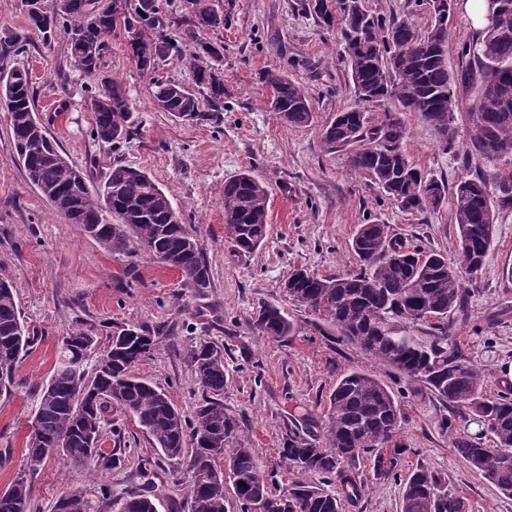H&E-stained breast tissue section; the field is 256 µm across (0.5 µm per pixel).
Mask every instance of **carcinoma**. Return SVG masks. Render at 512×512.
I'll list each match as a JSON object with an SVG mask.
<instances>
[{"label":"carcinoma","mask_w":512,"mask_h":512,"mask_svg":"<svg viewBox=\"0 0 512 512\" xmlns=\"http://www.w3.org/2000/svg\"><path fill=\"white\" fill-rule=\"evenodd\" d=\"M35 0H23L29 25L48 38L59 28L68 35L72 65L85 74L100 70L107 38L121 35L130 57L144 73H153L175 46L165 38L172 16L167 0H60L57 10ZM189 20L184 39L200 41V33L224 25V14L213 0H182ZM454 0H425L428 24L418 29L407 19L386 20L367 9L365 0H312L315 15L327 26L341 24L347 62L356 96L379 101L395 96L404 112H417L436 140L450 151L455 146L453 126L458 99L449 89L456 83L473 96L470 117L474 150L488 159L512 151V0L483 31L473 33L461 55L465 68H448L445 44ZM206 56L193 54L184 63L193 74L199 94L168 80L153 82L152 104L184 122L218 119L224 111L221 52L203 46ZM270 111L293 127L313 121L310 102L299 84L285 73L269 72ZM95 140L112 145L127 141L134 111L123 83L112 78L92 99ZM0 110L7 113L16 162L28 181L53 209L112 253L134 257L141 253L176 269L184 285L198 293L211 287L210 269L198 243L183 224L166 193L142 171L113 166L106 179L94 183L91 174L65 158L39 122L35 93L28 70L0 71ZM330 148L353 147L352 174L371 183L405 212L438 207L448 193L442 179L423 174L407 153L400 118L385 113L371 125L365 113L347 109L323 129ZM498 200L512 203V170L492 175ZM267 188L249 173L224 183V222L239 225L232 238L234 251L252 254L268 232ZM459 229L457 259L424 252L400 238L389 237L384 224H361L349 250L358 271L343 276H317L295 270L285 282L290 298L316 317L320 332L333 331L338 340L358 348L388 371L424 384L452 410H467L478 427H444L456 452L503 492L512 496V393L486 394L485 376L463 353L456 336L464 313L463 274L481 271L494 233V206L483 179L461 178L454 194ZM259 334L272 340L288 337L293 323L278 308L265 305L253 322ZM32 340L21 325L11 280L0 274V396L11 394L17 364ZM99 346L90 329L75 327L60 338L57 360L37 400L25 466L36 471L59 444L63 460L104 474L120 458L101 448L106 414L119 407L146 431L158 450L141 468L162 469L190 456L187 493L190 512H228L236 502L241 512L262 504L265 512H340V497L323 484L337 482L347 497H357L364 486L354 483L350 471L374 454L375 474H394L403 453L397 438L403 415L391 389L359 368L336 382L329 396L323 437L307 438L290 431L280 454L296 471L281 491L272 492L255 450L245 446L235 416L224 411L223 349L201 340L186 348L187 359L205 394L186 416L171 397L150 380L135 373L136 366L158 346L156 336L141 326H121L109 336L92 372L87 360ZM235 448L229 450L227 446ZM393 445V452L384 448ZM157 497L130 491L111 502L113 512H157ZM86 492L73 488L55 504V512H90ZM0 512H31V490L20 475L0 493ZM401 512H469L464 497L448 491L446 481L425 468L413 471L402 489Z\"/></svg>","instance_id":"1"}]
</instances>
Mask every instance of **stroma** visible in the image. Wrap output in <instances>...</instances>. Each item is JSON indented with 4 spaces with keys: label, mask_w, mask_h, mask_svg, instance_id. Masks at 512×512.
<instances>
[{
    "label": "stroma",
    "mask_w": 512,
    "mask_h": 512,
    "mask_svg": "<svg viewBox=\"0 0 512 512\" xmlns=\"http://www.w3.org/2000/svg\"><path fill=\"white\" fill-rule=\"evenodd\" d=\"M224 25L203 32V41L223 49L224 111L218 123L188 124L156 111L148 76L137 70L121 37L109 39L100 71L87 75L69 63L66 37L44 43L27 23L22 0H0V43L20 39L21 50L0 55V69H28L41 122L68 159L94 179L114 165L149 174L179 211L210 268L206 294L185 287L180 273L149 257L112 253L88 237L82 226L56 213L30 185L14 161L7 115L0 111V272L11 277L21 316L33 343L15 371L16 386L0 397V491L25 463L38 391L46 385L58 341L77 324L99 338L114 325H144L159 344L137 366L138 374L166 391L184 412H192L202 389L184 350L203 338L224 348L227 384L224 409L240 422L242 438L254 448L277 487L292 475L279 458L289 431L321 435L329 395L337 378L358 367L387 384L405 419L403 449L395 475L377 477L368 461L356 474L365 490L342 498V512H401L403 478L423 467L445 479L449 491L466 498L469 512H512L507 497L455 451L443 427L448 406L423 384L389 373L354 346L322 335L311 313L290 299L283 286L293 269L320 276L357 271L348 246L358 225L387 227L390 236L456 257L458 226L452 198L438 208L410 214L390 201L368 178L351 175L349 151L328 149L324 126L345 108L360 107L372 123L399 113L406 147L423 172L455 186L460 177L490 176L512 166V154L488 160L470 144L471 97L455 87V146L443 151L431 128L415 112H399L394 100L360 102L350 78L338 29L321 25L309 0H218ZM456 0L445 47L450 70L464 68L461 48L473 34L472 21ZM284 71L307 93L314 115L306 127L280 123L269 112L270 90L261 77ZM123 80L135 122L129 141L112 147L91 135L89 100L102 81ZM270 194L268 235L253 254L234 253L224 222V183L243 171ZM491 251L482 270L466 278L467 319L457 336L464 353L484 370L488 394L512 388V204L495 205ZM284 310L294 324L279 341L258 334L252 321L260 306ZM103 430L104 451L119 450L112 471L92 475L49 458L32 478V512H54L61 493L89 492L91 512H111L99 488L113 497L141 488L155 494L158 512H190L184 465L172 464L142 478L143 459L154 457L151 439L119 408Z\"/></svg>",
    "instance_id": "1"
}]
</instances>
